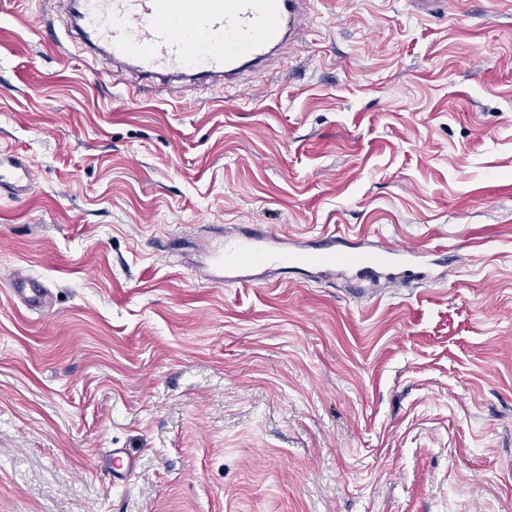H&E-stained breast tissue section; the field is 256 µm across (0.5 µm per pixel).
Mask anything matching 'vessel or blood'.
I'll return each mask as SVG.
<instances>
[{
    "mask_svg": "<svg viewBox=\"0 0 512 512\" xmlns=\"http://www.w3.org/2000/svg\"><path fill=\"white\" fill-rule=\"evenodd\" d=\"M314 0H70L81 40L105 65L169 86L176 81L222 79L233 82L286 53L306 33L307 10ZM34 184L31 165L0 149V190L27 195ZM275 234L241 225L237 236L215 245L208 255L210 284L245 282L257 266L287 270L316 264L357 278L398 268L410 272L423 249L383 243L359 262L343 255L335 236L319 239L309 250L275 247ZM20 302L37 309L46 290L25 272L12 277Z\"/></svg>",
    "mask_w": 512,
    "mask_h": 512,
    "instance_id": "1",
    "label": "vessel or blood"
}]
</instances>
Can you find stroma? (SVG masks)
Wrapping results in <instances>:
<instances>
[{
    "label": "stroma",
    "instance_id": "stroma-1",
    "mask_svg": "<svg viewBox=\"0 0 512 512\" xmlns=\"http://www.w3.org/2000/svg\"><path fill=\"white\" fill-rule=\"evenodd\" d=\"M0 149L34 170L0 192V512H512V0H317L288 67L183 100L91 63L68 0H0ZM241 224L457 260L208 284ZM13 291L20 302L31 309L41 308L46 296L42 283L23 271L16 272L12 279Z\"/></svg>",
    "mask_w": 512,
    "mask_h": 512
}]
</instances>
